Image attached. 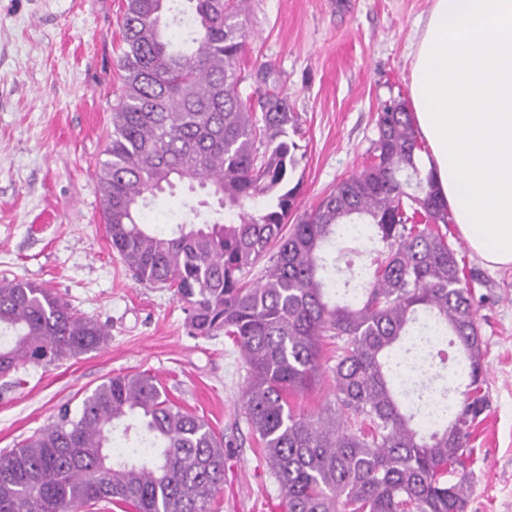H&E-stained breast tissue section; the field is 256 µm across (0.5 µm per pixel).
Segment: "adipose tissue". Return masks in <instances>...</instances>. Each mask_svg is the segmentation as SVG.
<instances>
[{
	"label": "adipose tissue",
	"mask_w": 512,
	"mask_h": 512,
	"mask_svg": "<svg viewBox=\"0 0 512 512\" xmlns=\"http://www.w3.org/2000/svg\"><path fill=\"white\" fill-rule=\"evenodd\" d=\"M412 54L418 166L468 247L512 268V0H433Z\"/></svg>",
	"instance_id": "obj_1"
}]
</instances>
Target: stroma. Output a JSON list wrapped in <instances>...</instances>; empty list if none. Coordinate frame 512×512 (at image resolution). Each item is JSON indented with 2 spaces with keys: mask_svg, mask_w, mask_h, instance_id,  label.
<instances>
[{
  "mask_svg": "<svg viewBox=\"0 0 512 512\" xmlns=\"http://www.w3.org/2000/svg\"><path fill=\"white\" fill-rule=\"evenodd\" d=\"M246 33L239 68L252 84L272 64L299 119V211L372 157L381 105L409 100L412 44L433 0H236ZM126 0H0V278H22L108 325L105 346L0 384V450L78 407L104 379L145 372L180 408L224 436V486L212 512H284L260 461L232 340L189 335L172 291L138 282L113 250L96 173L112 130ZM204 189L149 199L148 223L171 232ZM448 241L472 276L485 347L487 410L467 512H512V268L492 270L457 225Z\"/></svg>",
  "mask_w": 512,
  "mask_h": 512,
  "instance_id": "stroma-1",
  "label": "stroma"
}]
</instances>
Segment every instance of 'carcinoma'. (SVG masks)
Masks as SVG:
<instances>
[{
	"mask_svg": "<svg viewBox=\"0 0 512 512\" xmlns=\"http://www.w3.org/2000/svg\"><path fill=\"white\" fill-rule=\"evenodd\" d=\"M176 0H126L124 89L99 163L106 232L136 279L186 304L193 336L223 334L247 367L245 420L287 512H467L471 429L487 407L485 348L470 282L441 226L448 207L422 176L423 150L400 100L378 112L371 161L288 224L301 184L288 97L246 94L237 64L245 31L232 0H188L195 48L174 47ZM210 188L218 208L166 234L143 221L147 195L175 182ZM360 224L370 264L352 269L361 294L327 286L329 246ZM265 264L253 283L246 276ZM432 326L458 352L456 385L421 387L447 407L429 434L404 409L417 366L445 363ZM0 377L100 349L107 325L24 279L0 281ZM336 340L333 400L316 413L289 397L321 375ZM455 398H449V394ZM121 432L126 445H114ZM148 452L142 453V445ZM224 484V438L174 404L150 374L109 377L16 448L0 451V512H78L99 503L136 512H210Z\"/></svg>",
	"mask_w": 512,
	"mask_h": 512,
	"instance_id": "carcinoma-1",
	"label": "carcinoma"
}]
</instances>
